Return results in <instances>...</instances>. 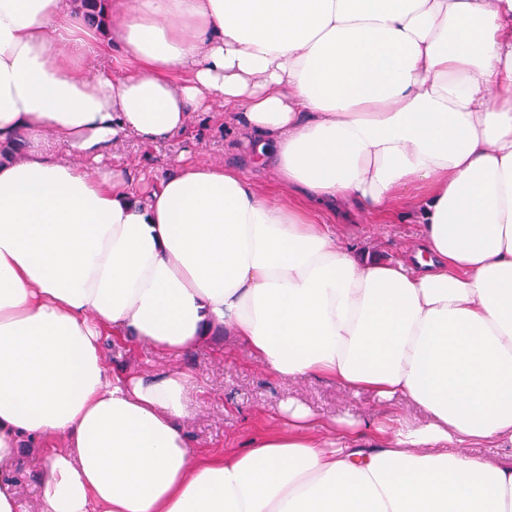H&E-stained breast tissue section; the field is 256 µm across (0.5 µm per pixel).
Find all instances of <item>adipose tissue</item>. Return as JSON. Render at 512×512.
I'll return each mask as SVG.
<instances>
[{
	"label": "adipose tissue",
	"instance_id": "ef3b65f1",
	"mask_svg": "<svg viewBox=\"0 0 512 512\" xmlns=\"http://www.w3.org/2000/svg\"><path fill=\"white\" fill-rule=\"evenodd\" d=\"M0 0V465L45 448L37 512H512V0ZM117 53L97 66L103 49ZM225 109L274 188L106 158ZM412 211V261L326 211ZM227 333L279 379L425 415L281 406L203 455L189 372L113 373L103 337L180 357Z\"/></svg>",
	"mask_w": 512,
	"mask_h": 512
}]
</instances>
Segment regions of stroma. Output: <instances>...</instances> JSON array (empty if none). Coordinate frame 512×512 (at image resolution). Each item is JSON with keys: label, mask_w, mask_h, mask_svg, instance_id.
Returning <instances> with one entry per match:
<instances>
[{"label": "stroma", "mask_w": 512, "mask_h": 512, "mask_svg": "<svg viewBox=\"0 0 512 512\" xmlns=\"http://www.w3.org/2000/svg\"><path fill=\"white\" fill-rule=\"evenodd\" d=\"M111 155L113 165L133 172L136 187L142 192L166 177L173 161L182 156L243 168L248 165L243 151L227 146L224 111L219 107L194 113L185 134L150 146L130 138L113 147ZM336 234L341 242L396 261L417 242L420 227L408 219L376 224L360 215L353 223L337 226ZM102 351L106 362L116 370L150 372L168 365L149 346L119 344L109 336L102 342ZM170 365L191 372L196 379L188 393L189 414L183 425L191 445L205 454L240 447L258 431L271 427L281 403L290 399L298 400L327 421L379 415L414 423L422 417L403 399L381 402L368 393L354 396L323 378H275L227 335L215 337L209 345ZM43 462L42 449L24 448L13 463L0 469V474L14 486L18 512H35Z\"/></svg>", "instance_id": "35a3bbf8"}]
</instances>
